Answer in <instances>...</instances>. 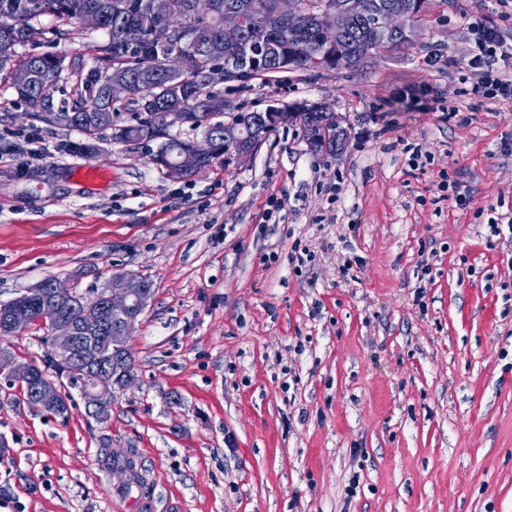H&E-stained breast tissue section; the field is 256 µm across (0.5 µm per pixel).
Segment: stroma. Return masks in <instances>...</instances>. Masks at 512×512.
Returning <instances> with one entry per match:
<instances>
[{
  "label": "stroma",
  "mask_w": 512,
  "mask_h": 512,
  "mask_svg": "<svg viewBox=\"0 0 512 512\" xmlns=\"http://www.w3.org/2000/svg\"><path fill=\"white\" fill-rule=\"evenodd\" d=\"M479 18L512 42L496 0H431L408 54L225 91L330 104L350 145L280 128L182 179L108 132L73 150L0 78V302L50 276L155 289L107 423L0 384V512H512V100L472 92ZM48 336L0 346L38 362ZM113 452L142 487L119 493Z\"/></svg>",
  "instance_id": "35a3bbf8"
}]
</instances>
